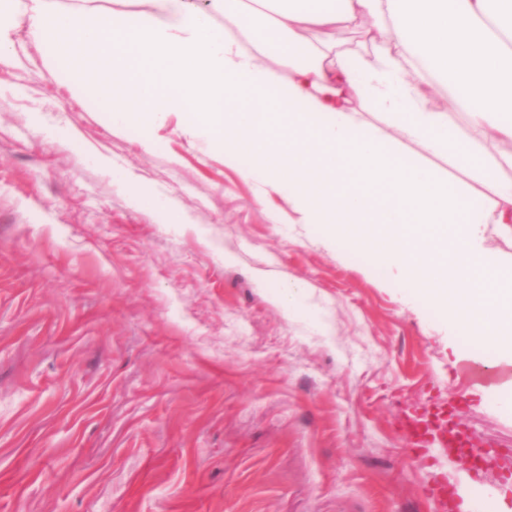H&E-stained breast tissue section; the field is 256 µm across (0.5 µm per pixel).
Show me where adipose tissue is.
I'll use <instances>...</instances> for the list:
<instances>
[{
	"label": "adipose tissue",
	"mask_w": 512,
	"mask_h": 512,
	"mask_svg": "<svg viewBox=\"0 0 512 512\" xmlns=\"http://www.w3.org/2000/svg\"><path fill=\"white\" fill-rule=\"evenodd\" d=\"M139 11L27 9L52 60L112 125L170 113L225 163L287 190L298 221L369 255L439 309L451 335L512 363V0H138ZM378 19L366 50L328 34ZM451 80L442 108L430 72ZM462 112L464 139L450 120ZM376 122H369L367 114ZM421 145L427 159L406 154ZM466 176L451 181L430 157Z\"/></svg>",
	"instance_id": "adipose-tissue-1"
}]
</instances>
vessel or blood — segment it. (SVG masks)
I'll return each instance as SVG.
<instances>
[{
  "instance_id": "obj_1",
  "label": "vessel or blood",
  "mask_w": 512,
  "mask_h": 512,
  "mask_svg": "<svg viewBox=\"0 0 512 512\" xmlns=\"http://www.w3.org/2000/svg\"><path fill=\"white\" fill-rule=\"evenodd\" d=\"M401 427L412 452L424 455L433 447L444 449L448 460L460 464L471 480H479L487 465L497 460L490 442L456 422L450 401L432 398L408 409ZM426 495L438 512H473L445 475H437L427 485Z\"/></svg>"
}]
</instances>
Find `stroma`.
Listing matches in <instances>:
<instances>
[{
	"mask_svg": "<svg viewBox=\"0 0 512 512\" xmlns=\"http://www.w3.org/2000/svg\"><path fill=\"white\" fill-rule=\"evenodd\" d=\"M0 59V512H436L404 407L512 448V365L202 138L113 129L14 18ZM132 186L114 181L113 171ZM171 200L180 224L133 205ZM305 293L295 308L282 283ZM477 512H512L502 466Z\"/></svg>",
	"mask_w": 512,
	"mask_h": 512,
	"instance_id": "stroma-1",
	"label": "stroma"
}]
</instances>
